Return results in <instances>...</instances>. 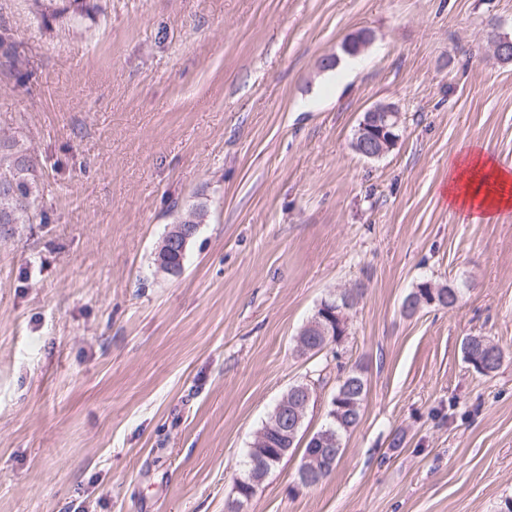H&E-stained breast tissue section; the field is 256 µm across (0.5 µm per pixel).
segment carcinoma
<instances>
[{
  "instance_id": "obj_1",
  "label": "carcinoma",
  "mask_w": 512,
  "mask_h": 512,
  "mask_svg": "<svg viewBox=\"0 0 512 512\" xmlns=\"http://www.w3.org/2000/svg\"><path fill=\"white\" fill-rule=\"evenodd\" d=\"M101 11L99 0H33V12L45 27L55 22L71 18H89ZM0 56L7 59L10 66L23 78L28 73L19 68L21 64L18 45L8 32L0 33ZM40 163L27 144L15 136L0 135V224H33L49 222L46 212L38 209L36 202L40 195ZM329 333L309 332L302 329L300 335L319 354L330 345L339 342L346 328L329 326ZM463 358L473 368L483 367L489 372L496 371L503 362L501 349L480 336H469L462 346ZM335 394L341 396L336 411H327L325 425L314 433L306 443L304 455L317 453L320 448H336L329 456V464H334L343 453L335 447L334 441L342 440L360 420V410L367 394V380L351 370L338 378ZM266 448H295L297 437L284 438L269 430L266 432Z\"/></svg>"
}]
</instances>
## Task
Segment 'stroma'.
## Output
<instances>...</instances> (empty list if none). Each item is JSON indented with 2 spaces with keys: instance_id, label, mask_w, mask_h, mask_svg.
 Listing matches in <instances>:
<instances>
[{
  "instance_id": "stroma-1",
  "label": "stroma",
  "mask_w": 512,
  "mask_h": 512,
  "mask_svg": "<svg viewBox=\"0 0 512 512\" xmlns=\"http://www.w3.org/2000/svg\"><path fill=\"white\" fill-rule=\"evenodd\" d=\"M44 27L0 0L26 58L0 64V133L41 161L46 224L0 225V512H226L245 451L321 369L367 394L330 475L302 449L244 512H501L512 499V210L461 223L442 194L470 142L512 166V0H101ZM374 38L344 79L321 67ZM396 104V147L356 153ZM184 268L154 263L189 205ZM455 308L403 303L421 281ZM361 288L338 358L301 354L321 300ZM504 352L483 375L462 354ZM403 431L402 447H392ZM401 117L398 108L391 103L378 104L367 112L361 121L359 131L354 134L352 143L361 146L360 154L368 159L383 156L390 150V145L384 140V132ZM463 358L470 364L475 371L481 374H490L496 371L503 362V352L501 349L486 341L480 336H469L465 339L462 346ZM482 366L489 373H482L476 368Z\"/></svg>"
}]
</instances>
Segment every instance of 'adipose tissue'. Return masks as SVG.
Wrapping results in <instances>:
<instances>
[{
  "label": "adipose tissue",
  "instance_id": "1",
  "mask_svg": "<svg viewBox=\"0 0 512 512\" xmlns=\"http://www.w3.org/2000/svg\"><path fill=\"white\" fill-rule=\"evenodd\" d=\"M445 192L450 208L477 223L512 209V170L499 165L487 148L469 144L449 157Z\"/></svg>",
  "mask_w": 512,
  "mask_h": 512
}]
</instances>
